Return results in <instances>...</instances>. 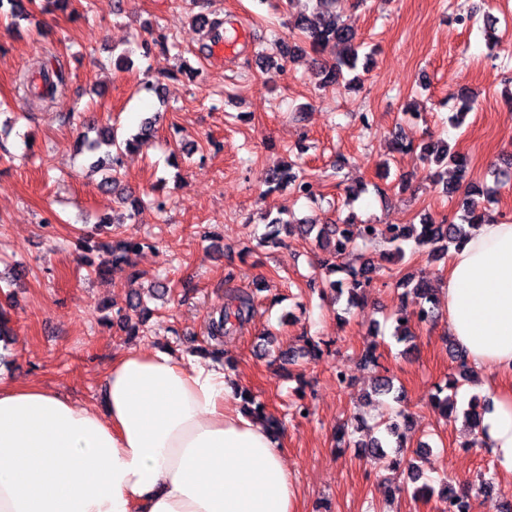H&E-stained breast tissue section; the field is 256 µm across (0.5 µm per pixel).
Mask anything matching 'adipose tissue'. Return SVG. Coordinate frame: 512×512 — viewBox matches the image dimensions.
Returning <instances> with one entry per match:
<instances>
[{"label":"adipose tissue","instance_id":"1","mask_svg":"<svg viewBox=\"0 0 512 512\" xmlns=\"http://www.w3.org/2000/svg\"><path fill=\"white\" fill-rule=\"evenodd\" d=\"M448 331L476 371L512 378V223L452 251ZM224 368L168 347L113 358L101 404L0 377V512H294L279 438ZM487 397L480 438L512 479V393Z\"/></svg>","mask_w":512,"mask_h":512}]
</instances>
